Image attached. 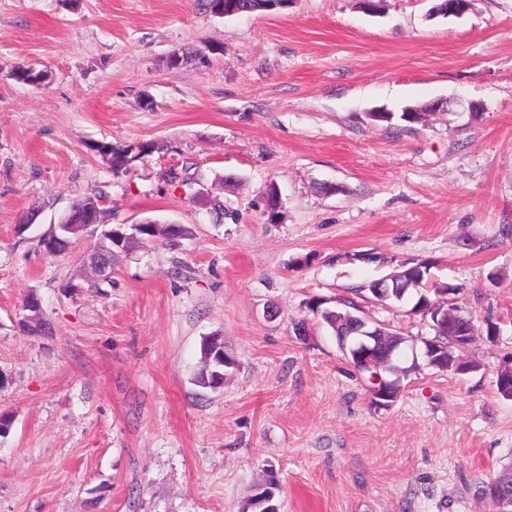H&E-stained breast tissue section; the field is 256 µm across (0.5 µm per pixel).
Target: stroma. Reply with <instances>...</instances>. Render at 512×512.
<instances>
[{
    "label": "stroma",
    "mask_w": 512,
    "mask_h": 512,
    "mask_svg": "<svg viewBox=\"0 0 512 512\" xmlns=\"http://www.w3.org/2000/svg\"><path fill=\"white\" fill-rule=\"evenodd\" d=\"M208 3L0 0V512H241L269 468L281 512H501L477 488L512 464L495 386L512 356V0L460 18L430 17L433 0ZM28 65L42 86L12 79ZM439 100L421 124L371 118ZM99 141L156 149L116 173ZM97 191L110 224L189 234L115 251L92 288L94 236L55 257L35 238ZM421 260L471 316L477 369L419 365L378 408L328 328L293 324L312 297L345 299L432 339L361 290ZM32 293L45 327L28 334ZM213 335L236 360L216 391L193 383Z\"/></svg>",
    "instance_id": "1"
}]
</instances>
